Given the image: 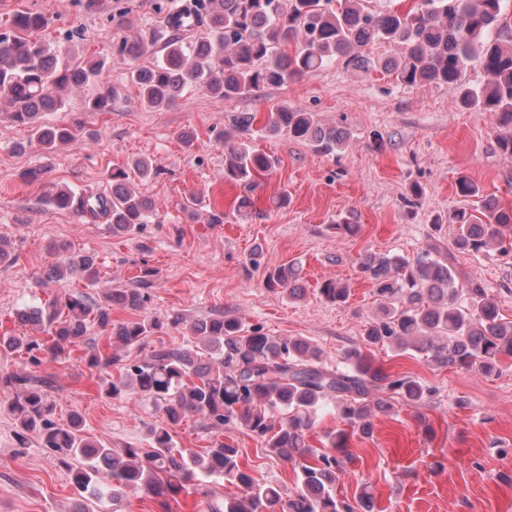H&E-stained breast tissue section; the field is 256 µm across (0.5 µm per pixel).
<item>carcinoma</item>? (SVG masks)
<instances>
[{"instance_id":"obj_1","label":"carcinoma","mask_w":512,"mask_h":512,"mask_svg":"<svg viewBox=\"0 0 512 512\" xmlns=\"http://www.w3.org/2000/svg\"><path fill=\"white\" fill-rule=\"evenodd\" d=\"M512 0H415L407 10L374 11L367 0H205L193 8L196 23L207 34L194 40L176 35L193 29L191 20L174 15L156 28L150 45L161 56L148 68L130 71L140 101L149 109L167 108L191 88L204 89L225 100L251 97L269 86H279L314 73L340 59L355 70L381 69L404 87L445 86L455 103L467 110L491 112L502 133L496 143L512 157ZM41 13L19 12L12 30L0 33V105L12 121L30 128L29 143L47 153L76 139L82 122L65 126L38 123L44 112H56L67 100L83 96L104 68L98 59L73 66L58 58L53 45L32 37L48 28ZM390 44L397 53L376 62L371 49ZM118 50L138 58L147 51L144 41L124 37ZM478 62L487 82L464 83L463 73ZM119 92L107 88L86 100L89 112H109ZM255 112H239L231 129L217 132L224 142V178L243 186L239 207H250L257 177L278 165L271 155L249 150L233 140L251 131ZM263 127L271 135H286L315 150L334 154L347 140L346 132L324 127L313 115L279 106L267 112ZM112 208L104 198H75L70 191L55 192V204L83 208L109 217L114 233H132L150 223L152 203L131 188L124 169L112 172ZM460 196L476 199L475 212H455L453 246L464 254L496 248L512 253L507 231L512 210L484 197L470 179L457 182ZM454 256L439 259L424 250L414 258L389 254L364 256L359 267L378 296L384 299L367 326L364 344L389 345L426 354L439 367L493 376L501 358L512 357V321L500 317L498 305L482 284H461ZM79 274L90 282L98 269L90 255L68 257L51 269L63 280ZM294 266L269 271L265 287L281 288L300 297ZM321 296L338 305L347 301L350 286L326 280ZM104 303L90 304L81 294L56 297L45 310H22V323L35 322L44 339L0 336V350L23 355L19 372L0 379V406L15 417L18 444L27 435L57 453L68 466L82 498L99 505L115 492L144 491L159 498L165 512L170 503L198 478H223L245 489L238 498L216 499L211 512H373L372 496L364 490L353 501L336 496V481L355 433H372V417L394 403L418 405L434 389L412 376L394 377L373 365L361 347L347 349L342 362L327 365L324 351L302 338L276 339L260 327L237 319L209 318L192 326L194 342L186 346L160 343L140 360L128 352L141 348L161 328L159 319L145 312L138 288H107ZM130 311L134 318L112 320V307ZM95 324L109 333L107 343L87 342ZM83 347L82 360L101 373L100 396L122 399L136 395L165 415V423L148 431L147 448H112L90 434L82 421L55 420L50 400L54 380L39 374L44 361ZM333 411L342 428L327 434L333 452L310 448L306 432L320 414ZM217 432L241 426L261 440L263 447L294 466L297 487L285 497L278 486L259 479L240 462V450L215 439L202 452L179 448L177 426L187 416Z\"/></svg>"}]
</instances>
